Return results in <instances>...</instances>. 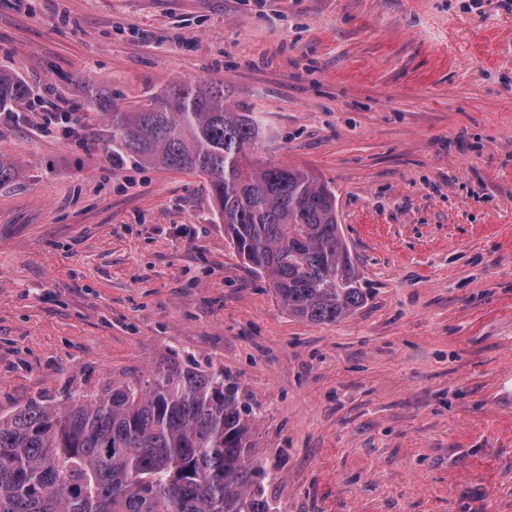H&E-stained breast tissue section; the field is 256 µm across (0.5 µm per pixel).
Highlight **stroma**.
Listing matches in <instances>:
<instances>
[{
    "label": "stroma",
    "mask_w": 512,
    "mask_h": 512,
    "mask_svg": "<svg viewBox=\"0 0 512 512\" xmlns=\"http://www.w3.org/2000/svg\"><path fill=\"white\" fill-rule=\"evenodd\" d=\"M0 69L37 95L0 135V412L214 364L280 512H512V0H0ZM189 79L335 192L355 312L289 315L206 177L113 166L88 99Z\"/></svg>",
    "instance_id": "obj_1"
}]
</instances>
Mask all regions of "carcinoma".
Here are the masks:
<instances>
[{
  "label": "carcinoma",
  "mask_w": 512,
  "mask_h": 512,
  "mask_svg": "<svg viewBox=\"0 0 512 512\" xmlns=\"http://www.w3.org/2000/svg\"><path fill=\"white\" fill-rule=\"evenodd\" d=\"M31 98L0 71V112ZM111 119L112 161L207 177L215 213L288 313L335 322L365 301L336 194L309 170L261 165L268 137L224 88L183 80ZM253 408L214 367L162 368L97 396L0 414V512H278L253 441Z\"/></svg>",
  "instance_id": "cac0c4a2"
}]
</instances>
